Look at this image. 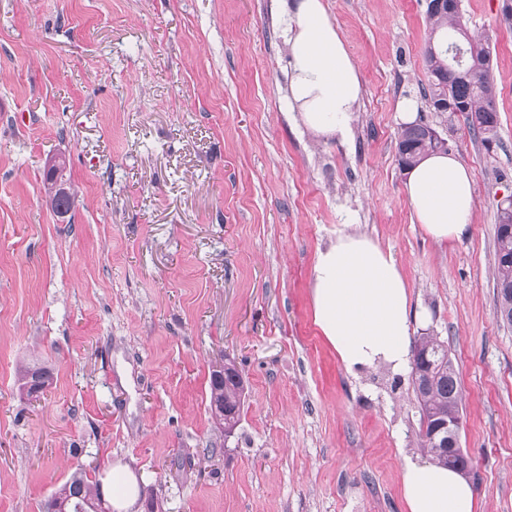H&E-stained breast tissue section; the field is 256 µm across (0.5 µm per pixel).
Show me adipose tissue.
<instances>
[{"label": "adipose tissue", "instance_id": "1", "mask_svg": "<svg viewBox=\"0 0 512 512\" xmlns=\"http://www.w3.org/2000/svg\"><path fill=\"white\" fill-rule=\"evenodd\" d=\"M292 57L290 97L317 134L345 136L362 94L357 68L323 0H295L287 19ZM404 190L415 223L440 244L468 235L475 209L470 170L451 152L413 167ZM313 319L350 373L410 360L408 284L391 252L363 234L340 236L318 252L311 285ZM408 512H476L473 489L458 472L427 462L402 470Z\"/></svg>", "mask_w": 512, "mask_h": 512}]
</instances>
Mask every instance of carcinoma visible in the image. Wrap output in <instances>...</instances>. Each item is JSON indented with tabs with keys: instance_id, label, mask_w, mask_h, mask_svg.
I'll use <instances>...</instances> for the list:
<instances>
[{
	"instance_id": "cac0c4a2",
	"label": "carcinoma",
	"mask_w": 512,
	"mask_h": 512,
	"mask_svg": "<svg viewBox=\"0 0 512 512\" xmlns=\"http://www.w3.org/2000/svg\"><path fill=\"white\" fill-rule=\"evenodd\" d=\"M427 22L434 35L442 37L435 49H426L425 63L430 77L429 104L437 107L442 95L448 94L457 111L467 114L472 129L482 134V143L491 148L497 141L498 115L495 107L496 89L492 79L490 51L480 40L462 36L464 22L459 12H427ZM462 47V65L466 77L456 73V64L448 48ZM404 164L412 167L417 159L438 150L426 129L416 123L402 129L397 142ZM496 311L500 319L512 326V206L499 209L496 225ZM420 360L412 369L413 385L420 409V438L433 462L444 466L454 461L466 464L462 456L449 459L450 448H435L428 437L434 430L445 426L451 416L461 417V394L458 375L448 353V346L435 336L420 340ZM224 365V355L215 357L210 374L209 402L224 406V433H232L240 418L244 385L237 366H232L223 379L216 378L218 367ZM49 370L36 363H28L20 370L22 391L27 396L42 393L50 385ZM93 481L87 471L78 469L51 495L53 502H66L73 506L100 498L93 492Z\"/></svg>"
}]
</instances>
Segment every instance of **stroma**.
<instances>
[{"label":"stroma","instance_id":"obj_1","mask_svg":"<svg viewBox=\"0 0 512 512\" xmlns=\"http://www.w3.org/2000/svg\"><path fill=\"white\" fill-rule=\"evenodd\" d=\"M361 82L345 137L289 99L293 0H0V512H42L72 472L134 473L130 512H406L424 459L410 370L353 375L313 321L316 255L363 233L408 283L411 343L459 373L476 512H512V326L495 311L496 215L512 194V27L460 0L487 41L499 144L423 96L427 0H323ZM470 169L469 235L413 224L400 103ZM65 157L60 217L43 187ZM246 380L232 434L210 364ZM21 362L50 367L40 399Z\"/></svg>","mask_w":512,"mask_h":512}]
</instances>
